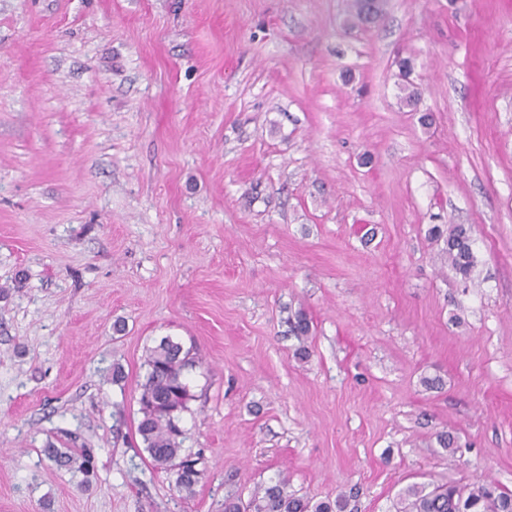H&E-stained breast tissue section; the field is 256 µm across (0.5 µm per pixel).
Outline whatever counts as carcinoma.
Masks as SVG:
<instances>
[{
  "label": "carcinoma",
  "instance_id": "1",
  "mask_svg": "<svg viewBox=\"0 0 512 512\" xmlns=\"http://www.w3.org/2000/svg\"><path fill=\"white\" fill-rule=\"evenodd\" d=\"M383 0H352V17L359 23L371 21L382 12ZM448 263L461 276L470 278L476 264L470 231L462 224L448 228L446 238ZM310 318L300 312L292 322V331L300 346L297 355H307L305 343L311 334ZM191 350L170 338L162 339L146 350V376L139 385L137 433L159 469H176V485L193 492L200 482L201 472L195 461L181 457L184 431L180 415L188 410L194 398L184 372L195 366ZM399 512H512V493L505 492L494 482H476L469 487L422 484L408 486L400 495ZM345 496L315 502L289 490L288 480L277 478L258 488L247 502L235 496L224 498V512H344Z\"/></svg>",
  "mask_w": 512,
  "mask_h": 512
}]
</instances>
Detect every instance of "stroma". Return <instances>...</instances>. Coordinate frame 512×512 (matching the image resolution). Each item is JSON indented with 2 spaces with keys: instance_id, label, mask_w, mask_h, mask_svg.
Returning <instances> with one entry per match:
<instances>
[{
  "instance_id": "stroma-1",
  "label": "stroma",
  "mask_w": 512,
  "mask_h": 512,
  "mask_svg": "<svg viewBox=\"0 0 512 512\" xmlns=\"http://www.w3.org/2000/svg\"><path fill=\"white\" fill-rule=\"evenodd\" d=\"M349 10L0 0V512H223L280 476L346 512L512 491V0ZM453 224L466 280L429 234ZM166 336L201 360L190 494L136 432ZM446 244L448 263L462 279H469L476 264L470 231L462 224L451 226L448 228ZM399 512H512V493L494 482L470 487L409 485L400 495Z\"/></svg>"
}]
</instances>
